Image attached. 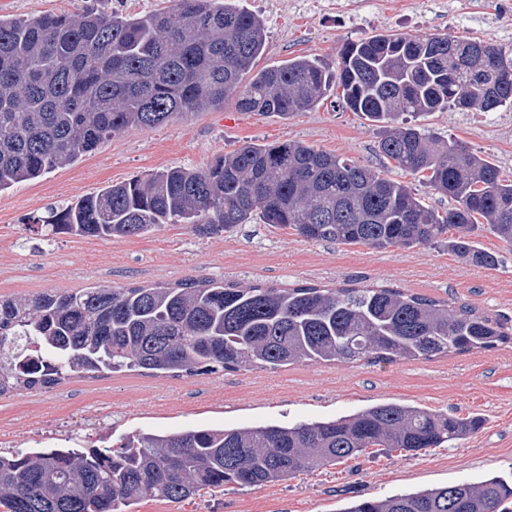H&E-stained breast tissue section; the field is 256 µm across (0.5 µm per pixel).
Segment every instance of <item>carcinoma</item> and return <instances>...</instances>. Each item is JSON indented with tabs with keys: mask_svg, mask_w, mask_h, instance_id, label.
Here are the masks:
<instances>
[{
	"mask_svg": "<svg viewBox=\"0 0 512 512\" xmlns=\"http://www.w3.org/2000/svg\"><path fill=\"white\" fill-rule=\"evenodd\" d=\"M262 20L233 0H173L127 17L94 8L0 15V192L74 163L128 129L224 108L291 116L326 96L379 131L378 152L448 197L438 211L373 167L296 141L246 143L201 169L181 166L112 184L30 223L51 235L140 236L165 224L209 235L260 220L308 241L373 249L430 247L448 238L464 261L494 267L474 237L512 247V179L459 141L417 123L448 109H512V44L377 34L344 44L336 73L298 56L254 69ZM512 326L394 284L277 288L210 278L153 286L0 296V398L105 371L187 376L296 363L429 360L490 350ZM459 418L380 403L293 426L138 432L116 448L0 452L5 512H136L144 500H186L203 488L258 487L334 466L369 448H439L479 430ZM512 480L494 475L343 512H501Z\"/></svg>",
	"mask_w": 512,
	"mask_h": 512,
	"instance_id": "cac0c4a2",
	"label": "carcinoma"
}]
</instances>
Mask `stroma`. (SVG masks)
<instances>
[{"label": "stroma", "mask_w": 512, "mask_h": 512, "mask_svg": "<svg viewBox=\"0 0 512 512\" xmlns=\"http://www.w3.org/2000/svg\"><path fill=\"white\" fill-rule=\"evenodd\" d=\"M105 6L137 17L170 0H0V15L31 17ZM259 15L267 41L260 66L296 56L335 66L341 46L375 34L445 35L512 44V0H240ZM333 88L314 109L290 117L223 109L156 128L132 129L73 165L0 192V295L48 289L151 285L209 277L277 287H330L359 279L392 283L435 299L468 303L512 321V248L477 237L500 257L484 268L447 247L374 250L362 244L310 242L295 231L254 222L201 236L167 225L107 240L37 235L27 219L109 185L170 166L205 167L244 143L299 141L377 167L430 207L446 197L384 160L378 131L343 108ZM420 125L489 156L512 175V110L434 112ZM384 402L480 418V430L447 448L409 454L377 451L261 487L205 488L182 501L146 500L139 512H343L352 501L512 476V343L488 351L376 365L294 364L251 372L172 377L137 372L74 377L50 389L0 399V450L101 446L144 431L171 434L195 426L258 427L327 420Z\"/></svg>", "instance_id": "obj_1"}]
</instances>
